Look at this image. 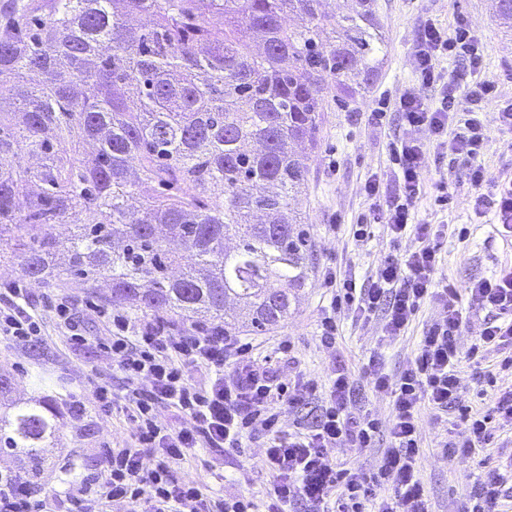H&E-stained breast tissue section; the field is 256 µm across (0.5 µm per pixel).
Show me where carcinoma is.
<instances>
[{
  "mask_svg": "<svg viewBox=\"0 0 512 512\" xmlns=\"http://www.w3.org/2000/svg\"><path fill=\"white\" fill-rule=\"evenodd\" d=\"M354 2L331 18L321 0H0V254L143 313L287 319L311 261L293 145L315 147L326 97L365 92L385 55L374 0ZM492 9L512 30V0ZM146 183L164 190L130 206ZM60 417L12 401L0 451L37 472Z\"/></svg>",
  "mask_w": 512,
  "mask_h": 512,
  "instance_id": "cac0c4a2",
  "label": "carcinoma"
}]
</instances>
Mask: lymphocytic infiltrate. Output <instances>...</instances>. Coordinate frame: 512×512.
I'll use <instances>...</instances> for the list:
<instances>
[{
  "instance_id": "f902f5d3",
  "label": "lymphocytic infiltrate",
  "mask_w": 512,
  "mask_h": 512,
  "mask_svg": "<svg viewBox=\"0 0 512 512\" xmlns=\"http://www.w3.org/2000/svg\"><path fill=\"white\" fill-rule=\"evenodd\" d=\"M454 57L478 71L481 49L465 19L454 31L425 22L414 49L416 70L425 84L440 85L437 100L429 101L407 89L395 103L406 135L390 146L395 167L392 178L372 174L364 184L371 223L383 225L392 241L412 233L414 250L387 254L374 278L358 286L349 276L327 272L332 288L330 308L320 320V341L336 344L337 319L348 314L358 321L383 313L385 337L404 335L421 304L436 301L442 316L421 336L415 356L398 376H391L378 360L369 364L375 391L389 394L392 413L387 427L355 409L358 385L345 366L330 377L328 394L319 415L297 431L283 433L281 410L300 407L316 399L318 384L304 375L284 383L267 359L255 356L251 343L215 323L183 324L155 317L140 322L94 304L93 314L108 318L112 338L104 351L128 383L116 397L109 381L98 377L92 397L99 413L121 406L134 423L132 442L106 452L103 472L81 483L75 498L94 502L128 503L140 512H202L205 496L193 480L177 478L175 465L197 449L225 453L240 448L247 435L267 439L263 465L271 479L264 512H288L303 504L306 512H429L425 482L418 467L421 451L419 410L428 406L436 415L457 413L467 434L442 441V457H471L485 467L474 488L472 507L465 512H498L512 480V465L492 463L483 451L493 427L512 428V389L501 392L488 410L459 401L461 353L457 337L466 324L464 301L487 310L477 347L512 348V265L470 282L465 288L436 284L441 233L419 220L417 203L422 194L425 150L430 144L444 148L475 191L478 208L492 212L498 234L512 237V179L492 177L481 160L488 105H496L494 121L512 131V103H499L497 87L489 81L462 86L446 78L444 59ZM29 290L21 282L0 289V338L16 344L35 342L42 332L36 313L25 309ZM179 418L167 425L160 409ZM387 433L389 448L376 469L333 460L331 453L346 443L358 451L375 444ZM0 512H57L36 498L29 482L17 477L0 480Z\"/></svg>"
}]
</instances>
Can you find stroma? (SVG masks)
I'll return each instance as SVG.
<instances>
[{
	"instance_id": "35a3bbf8",
	"label": "stroma",
	"mask_w": 512,
	"mask_h": 512,
	"mask_svg": "<svg viewBox=\"0 0 512 512\" xmlns=\"http://www.w3.org/2000/svg\"><path fill=\"white\" fill-rule=\"evenodd\" d=\"M376 11L387 44L378 75L362 95L343 104L327 102L318 143L307 161L305 191L296 201L314 254L306 285L287 321L261 332L246 328L242 334L259 356L270 357L273 368L286 380L303 371L323 384L335 364H345L361 383L358 408L385 424L390 417V399L366 384L368 363L373 357H383L386 371L399 375L414 357L424 329L439 319L440 307L425 302L407 333L388 343L382 340L383 317L379 314L366 323L341 317L332 348L322 346L317 333L320 314L330 298L323 281L325 270L332 268L363 282L375 274L391 249L403 253L417 245L411 236L392 245L379 224L371 226L367 239L352 236V224L368 212L363 191L366 179L375 172L391 171L389 146L404 136L400 113L388 111L378 126L371 122L370 112L380 96L396 98L411 86L424 98H437L438 86L418 83L415 72L414 45L426 19L450 29L456 17H465L483 50L484 66L478 77L495 83L501 100L512 99V81L505 75L507 66H512V31L498 25L488 0H376ZM481 160L493 177H512V132L488 122ZM443 179L450 190L447 205L440 206L435 202V185ZM423 184L417 216L444 227L439 277L462 288L500 266L512 265V240L496 234L492 215H476L475 193L459 170L429 163ZM61 295L68 296L83 315L86 344H73L61 327L54 310V302ZM29 302L41 320L43 338L31 345L0 342V375L12 377L16 397L51 396L65 407L66 414L58 445L46 450L37 476H29L27 464L4 453H0V472L29 476L38 498L64 505L67 512H81L82 503L70 499L72 482L100 473L105 450L129 441L133 434V423L126 413L103 415L91 408V379L98 372L111 373L116 393H124L126 386L123 374L113 370L100 348L110 334L108 322L88 312L89 304L106 305L110 299L106 290L86 288L72 280L50 288L31 285ZM284 338L293 344L288 357L277 351L279 340ZM459 376L461 404L476 409H486L500 390L512 388V371L497 373L491 382L480 381L468 360L461 364ZM76 402L87 408L80 420L68 412ZM445 435V423L431 409L421 408L422 454L418 464L430 508L432 512H464L479 469L468 458H443L439 443ZM264 446V439L249 437L241 448L225 455L201 450L179 464L176 475L197 481L209 497L232 492L258 503L269 479L261 465Z\"/></svg>"
}]
</instances>
